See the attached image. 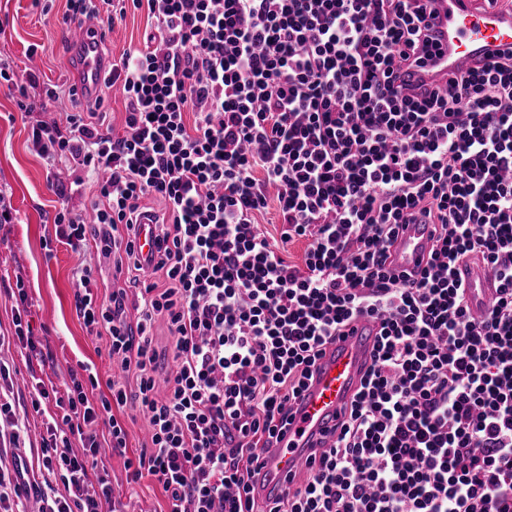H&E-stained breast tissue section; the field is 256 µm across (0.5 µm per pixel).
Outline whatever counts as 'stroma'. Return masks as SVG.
I'll use <instances>...</instances> for the list:
<instances>
[{"instance_id":"obj_1","label":"stroma","mask_w":512,"mask_h":512,"mask_svg":"<svg viewBox=\"0 0 512 512\" xmlns=\"http://www.w3.org/2000/svg\"><path fill=\"white\" fill-rule=\"evenodd\" d=\"M49 7V13L44 14L33 7L32 0H0V54L13 61L17 83L36 79L33 92L37 95L51 87L64 91L74 83L66 47L60 40L67 0H49ZM146 26L144 12L128 10L108 33L106 55L117 58L123 51L141 48ZM71 109L65 100L34 112L32 119H23L17 111L14 90L0 84V189L7 191L13 208L12 221L0 223V278L24 279L31 302L29 320L45 353L44 360L31 362L16 346L0 348V360L17 372L12 398L17 415L25 416L30 430L21 451L32 485L22 497L27 508L39 497L35 486L41 483L43 474V418L25 409L32 379L60 388L70 372L88 362L96 367L100 381L119 380L128 389L136 387L133 375L115 369L106 338L88 335L76 311L74 297L80 287L77 268L83 262L96 263L97 257L94 250L80 253L57 239L54 217L59 197L47 164L29 138L31 120L59 123ZM120 417L127 430L126 450L106 448L100 455L112 476L116 496L127 503L130 512H169L167 496L151 475L127 482L124 462L147 441L149 425L129 408Z\"/></svg>"}]
</instances>
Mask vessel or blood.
I'll return each instance as SVG.
<instances>
[{"label":"vessel or blood","instance_id":"1","mask_svg":"<svg viewBox=\"0 0 512 512\" xmlns=\"http://www.w3.org/2000/svg\"><path fill=\"white\" fill-rule=\"evenodd\" d=\"M436 9L434 24L442 43L448 46L441 60L443 72L474 69L487 63L490 53L512 50V7L483 9L478 0H438ZM62 36L74 53L72 69L80 93L95 98L110 66L100 24L68 27ZM431 231L427 224L403 225L391 249L398 270L416 273L424 267L432 245ZM456 273L471 313L481 316L497 294V280L478 255L457 265ZM377 331L374 321L362 318L347 335L326 345L312 381L293 406L287 435L264 454L257 496L275 497L289 480L304 479L309 470L310 444L330 445L334 428L370 363Z\"/></svg>","mask_w":512,"mask_h":512}]
</instances>
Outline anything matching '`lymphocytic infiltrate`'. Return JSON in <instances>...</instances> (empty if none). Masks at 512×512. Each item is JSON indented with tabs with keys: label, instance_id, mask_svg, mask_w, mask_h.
Returning <instances> with one entry per match:
<instances>
[{
	"label": "lymphocytic infiltrate",
	"instance_id": "lymphocytic-infiltrate-1",
	"mask_svg": "<svg viewBox=\"0 0 512 512\" xmlns=\"http://www.w3.org/2000/svg\"><path fill=\"white\" fill-rule=\"evenodd\" d=\"M432 2L69 0L70 23L112 24L130 7L151 21L104 81L123 95L122 134L105 130L99 98L31 126L51 176L84 172L90 208L61 195L56 234L94 244L76 309L137 390L100 383L91 365L64 390L36 388L35 411H62L41 444L38 512H125L109 476L88 471L101 448L126 447L115 412L127 407L150 427L128 479L153 476L170 512H512V52L413 82L442 52ZM272 199L277 243L255 221ZM144 218L157 232L147 257L135 245ZM415 222L437 237L411 276L388 251ZM300 239L298 266L280 246ZM472 253L499 283L479 320L454 275ZM103 262L118 279L104 292ZM360 318L379 332L333 444L313 450L303 482L256 499L291 404ZM102 384L91 403L87 387Z\"/></svg>",
	"mask_w": 512,
	"mask_h": 512
}]
</instances>
